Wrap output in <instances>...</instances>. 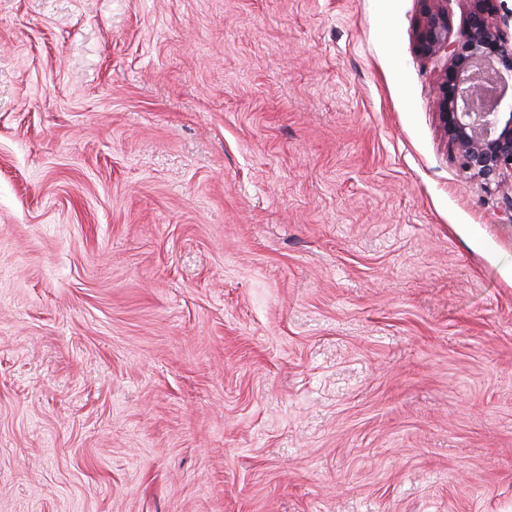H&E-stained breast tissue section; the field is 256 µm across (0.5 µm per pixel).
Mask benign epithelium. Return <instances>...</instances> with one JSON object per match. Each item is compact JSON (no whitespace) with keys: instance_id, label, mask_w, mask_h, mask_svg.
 <instances>
[{"instance_id":"7a95c632","label":"benign epithelium","mask_w":512,"mask_h":512,"mask_svg":"<svg viewBox=\"0 0 512 512\" xmlns=\"http://www.w3.org/2000/svg\"><path fill=\"white\" fill-rule=\"evenodd\" d=\"M415 51L444 61L435 84L440 131L463 172L501 194L512 223V34L498 0H466V22L453 34L448 0H424Z\"/></svg>"}]
</instances>
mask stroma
Listing matches in <instances>:
<instances>
[{"label":"stroma","mask_w":512,"mask_h":512,"mask_svg":"<svg viewBox=\"0 0 512 512\" xmlns=\"http://www.w3.org/2000/svg\"><path fill=\"white\" fill-rule=\"evenodd\" d=\"M422 10L0 0V512H512Z\"/></svg>","instance_id":"35a3bbf8"}]
</instances>
